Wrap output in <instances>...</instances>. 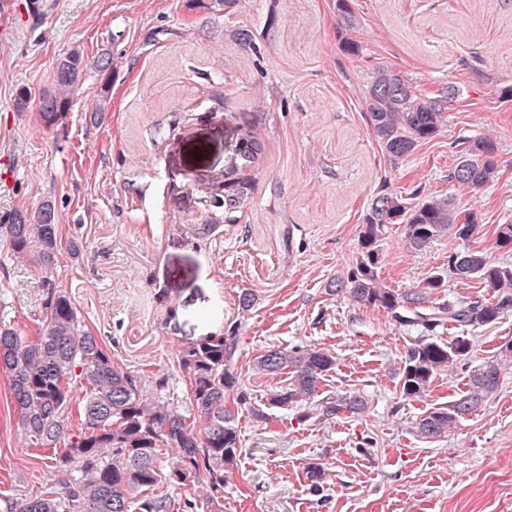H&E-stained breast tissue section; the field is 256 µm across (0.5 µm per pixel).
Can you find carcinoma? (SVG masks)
Segmentation results:
<instances>
[{"label": "carcinoma", "instance_id": "cac0c4a2", "mask_svg": "<svg viewBox=\"0 0 512 512\" xmlns=\"http://www.w3.org/2000/svg\"><path fill=\"white\" fill-rule=\"evenodd\" d=\"M88 59L79 48L60 55L49 87L37 102L39 124L59 125L82 84ZM458 94L450 84L434 96L422 94L401 73L379 66L364 95L366 119L383 157L397 165L418 146L439 134L448 119V104ZM243 165H257L262 148L251 132L243 137ZM448 181L475 195L499 175L497 145L485 137H463ZM405 224L410 248L421 251L445 235L467 241L480 229L475 212L460 207L453 195L428 196L409 204L385 189L363 217L358 258L336 290L361 305L378 306L402 326L423 333L407 352L400 393L418 397L436 376L467 357L470 340L464 336L445 344L428 333L448 322L461 327L495 323L512 309V267L491 262L478 247L448 254V270L427 276L423 290L399 294L378 278L384 226ZM55 202L46 200L33 210L17 208L0 224L15 257L37 267L47 287L43 322L34 336L18 329H0V368L11 377V393L18 409L17 429L32 445L54 446L69 437L68 409L75 388L84 396L77 406L81 433L58 453L62 491L8 503L5 512H172L176 503L154 494L163 482L186 491L209 484L210 512L217 508L215 493L224 487V470L239 451L235 407L250 403L238 386L237 336H209L184 346L178 368L190 384L195 412L188 421L167 406L143 397L133 379L112 362L101 341L80 324L77 309L66 291L51 279L60 244ZM500 249L512 248V224L492 231ZM477 282L493 291L490 301H450L433 310L424 308L430 292L449 281ZM335 357L314 349H276L256 357L262 375H289L288 386L270 395L268 405L281 408L303 403L316 395ZM512 371V341L471 370L468 387L446 406L435 407L417 422L416 433L442 437L457 428L464 415L481 407L498 391L501 376ZM361 400L328 399L324 412L334 415L356 409Z\"/></svg>", "mask_w": 512, "mask_h": 512}]
</instances>
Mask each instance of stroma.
<instances>
[{
    "mask_svg": "<svg viewBox=\"0 0 512 512\" xmlns=\"http://www.w3.org/2000/svg\"><path fill=\"white\" fill-rule=\"evenodd\" d=\"M348 5L352 28L336 0H42L39 14H19L0 40V159L11 171L0 178V221L55 202L58 286L138 390L183 417L194 406L179 348L236 332L252 405L238 414L241 451L224 473L223 512H512V373L447 436L415 431L512 340V310L492 325L438 327L435 340L465 335L471 352L409 400L399 384L416 332L330 290L355 266L381 185L405 197L448 195L452 144L463 136L493 139L500 168L480 194L456 193L482 220L471 244L512 265L490 234L512 224V100L494 93L512 85V0ZM244 29L252 47L240 43ZM73 47L92 59L109 53L111 70L89 68L64 123L47 130L14 100L22 89L38 98ZM381 65L428 92L459 88L439 134L396 166L365 118V87ZM244 127L264 150L260 166L242 172ZM219 176L225 193L243 190L239 208L214 207ZM210 222L213 232L194 233ZM381 245L380 282L407 293L447 269L461 243L445 236L414 251L396 223ZM45 299L40 271L0 237V328L36 333ZM294 347L329 351L336 365L307 403L269 406L288 377L258 374L253 360ZM354 396L364 410L324 415L326 399ZM255 405L267 420L253 417ZM17 420L0 369V512L61 489L54 461L20 437ZM311 466L323 472L316 487Z\"/></svg>",
    "mask_w": 512,
    "mask_h": 512,
    "instance_id": "35a3bbf8",
    "label": "stroma"
}]
</instances>
